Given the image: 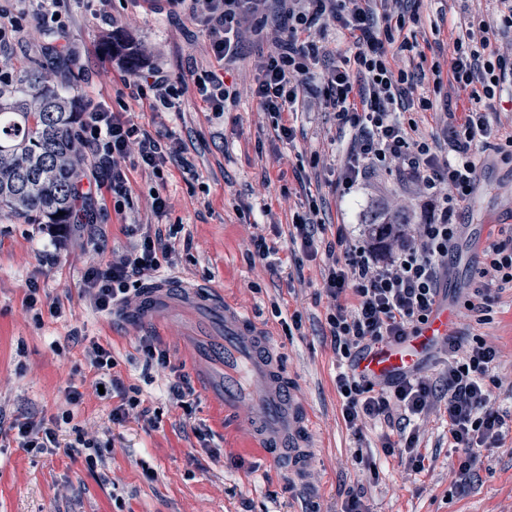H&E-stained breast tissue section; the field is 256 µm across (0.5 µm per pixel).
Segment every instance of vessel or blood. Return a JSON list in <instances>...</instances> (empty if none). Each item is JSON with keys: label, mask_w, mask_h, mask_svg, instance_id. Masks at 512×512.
Segmentation results:
<instances>
[{"label": "vessel or blood", "mask_w": 512, "mask_h": 512, "mask_svg": "<svg viewBox=\"0 0 512 512\" xmlns=\"http://www.w3.org/2000/svg\"><path fill=\"white\" fill-rule=\"evenodd\" d=\"M192 310L202 322L220 319L224 334L209 350V361L221 366V391L225 409L253 404L257 416L247 425L263 446L269 463L288 474L302 471L313 448V429L307 407L287 379L279 356L265 328L238 307L225 303L220 293L165 277L144 288L129 317L149 328H158L166 314ZM452 307L441 305L415 333L399 342L380 343L357 360L360 373L375 382H386L416 371L435 346L454 330Z\"/></svg>", "instance_id": "b4317fda"}]
</instances>
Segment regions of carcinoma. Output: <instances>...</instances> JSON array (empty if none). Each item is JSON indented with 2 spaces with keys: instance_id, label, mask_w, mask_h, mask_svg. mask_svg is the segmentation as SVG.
<instances>
[{
  "instance_id": "cac0c4a2",
  "label": "carcinoma",
  "mask_w": 512,
  "mask_h": 512,
  "mask_svg": "<svg viewBox=\"0 0 512 512\" xmlns=\"http://www.w3.org/2000/svg\"><path fill=\"white\" fill-rule=\"evenodd\" d=\"M72 62L35 59L29 68L0 80V212L43 224H72L82 208L78 183L85 154L79 143L82 113L60 89ZM65 215L60 216L58 212ZM371 224H408L402 209L372 211Z\"/></svg>"
}]
</instances>
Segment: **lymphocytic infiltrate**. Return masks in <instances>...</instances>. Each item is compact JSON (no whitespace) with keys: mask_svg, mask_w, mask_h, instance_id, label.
<instances>
[{"mask_svg":"<svg viewBox=\"0 0 512 512\" xmlns=\"http://www.w3.org/2000/svg\"><path fill=\"white\" fill-rule=\"evenodd\" d=\"M165 2L168 14L187 13L208 36L218 67L196 80L195 87L209 111L223 114L226 103L237 96L234 86L225 83L223 68L238 57L242 22L263 14L267 0ZM498 2L501 27L495 30L480 24L478 39L457 45L449 62L453 82L469 90L473 104L450 132L447 157H440L427 139L416 135L415 124L399 117L418 78L404 70L393 71L388 48L396 43L409 51L413 45L396 40L406 24L404 14L392 10L375 14L370 0H281L288 32L273 43L253 92L261 109L274 118L280 136L293 139L294 128L285 115L303 94L311 66L325 53L315 38L316 27L332 22L350 35L349 57L324 77L325 105L333 110L339 126L351 131L346 160L336 178L340 192L348 196L364 189L371 174L395 164L421 186L438 216L416 234L404 226H389L366 230L361 239L352 240L340 228L334 240L322 246L316 239L317 224L300 215L291 239L307 257L325 256L324 288L333 301L326 321L337 357L349 364L348 370L336 375L347 426L357 429L365 419L383 420L392 433L385 442L386 452L404 455L408 467L417 472L425 456L410 426L444 405L448 442L462 451L457 474L463 481L470 478L481 451L501 446L504 440L503 418L490 406L495 349L480 340L465 348L458 340H450L448 365L437 382L417 374L385 385L372 384L356 373L354 363L372 345L409 336L438 305L443 269L459 234L458 225L449 218L471 200L481 151L494 133L481 103L499 98L502 85L512 77L504 57L488 56L497 36L512 31V0ZM358 74L363 77L359 84L354 81ZM131 88L137 97L152 98L167 109L174 107L178 97L166 72L154 66L137 75ZM83 142L95 147L102 170L81 194L90 214L110 205L122 208L127 201L130 190L120 163L130 150H137L140 166L156 175L162 171L161 142L102 106H88ZM504 234V240L491 241L484 250L485 263L477 275L485 284L512 283V226ZM171 252V242L158 230L144 234L136 250L118 261L90 263L84 281L91 304L102 312L128 305L133 279L158 271L161 258ZM485 284L465 300L469 310H482ZM70 420L66 411L47 422L17 420L11 428L20 448L41 453L57 448V430Z\"/></svg>","mask_w":512,"mask_h":512,"instance_id":"1","label":"lymphocytic infiltrate"}]
</instances>
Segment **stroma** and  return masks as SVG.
<instances>
[{
  "label": "stroma",
  "mask_w": 512,
  "mask_h": 512,
  "mask_svg": "<svg viewBox=\"0 0 512 512\" xmlns=\"http://www.w3.org/2000/svg\"><path fill=\"white\" fill-rule=\"evenodd\" d=\"M407 6L414 20L403 33L418 48L399 55L396 65L422 73L415 95L431 107L405 117L443 151L449 127L469 100L452 80L435 87L429 73L447 69L470 24L496 26L501 17L493 0H408ZM0 11L17 22L0 49V69H27L53 45L52 27L65 24L78 108L104 102L169 149L160 178L129 156L122 164L129 205L120 214L111 208L98 214L63 244L53 245L42 225L0 214V512H341L353 493L361 494L367 512H512V284L490 286L488 313L455 309L459 342L479 337L497 351L492 399L505 418L503 447L483 451L469 486L457 482L458 455L448 446L444 411L432 410L418 425L426 456L418 473L399 455L384 453L380 425L366 423L357 436L343 419L326 323L331 300L323 288L324 262L293 251V222L313 201L329 240L338 224L358 237L368 211L379 205L405 208L416 226L431 216L418 186L395 166L375 173L355 196L340 197L335 189L349 137L323 105V76L350 45L346 33L331 23L318 31L328 53L306 81L294 116L296 137L289 142L253 96L263 57L283 35L277 26L258 35L244 31L231 70L238 97L218 116L192 84L217 62L207 36L187 14L168 16L150 0H57V16L48 20L34 0H0ZM109 40L136 42L147 64L162 67L173 83H186L174 108L156 112L149 100L132 96L119 53L105 50ZM485 157L477 190L457 217L462 232L443 282L451 297L476 285L472 270L481 256L472 242L493 225H512V155L492 149ZM156 190L168 202L162 216L151 206ZM158 223L175 233L161 275L218 289L270 333L312 416L314 447L301 476L267 461L246 427L253 408L225 414L222 396L211 393L197 361L207 341L195 336L194 316L180 311L165 317L155 333L192 379L195 394L185 407L168 392L169 373L144 365L139 344L148 328L96 311L86 298L89 263L133 253L141 235ZM255 236L274 247L268 259L254 255ZM30 280L40 288L38 319L25 305ZM56 305L62 315H53ZM295 313L301 327L287 330L280 317ZM95 343L111 350L112 375L140 391L141 409L120 424L110 419L120 397L100 396L92 386L97 372L87 350ZM71 385L84 394L72 408L66 403ZM66 410L73 418L59 431L60 451L35 455L15 445L9 430L15 419L48 420ZM79 428L108 445L96 468L63 451ZM200 428L212 439L201 442Z\"/></svg>",
  "instance_id": "stroma-1"
}]
</instances>
